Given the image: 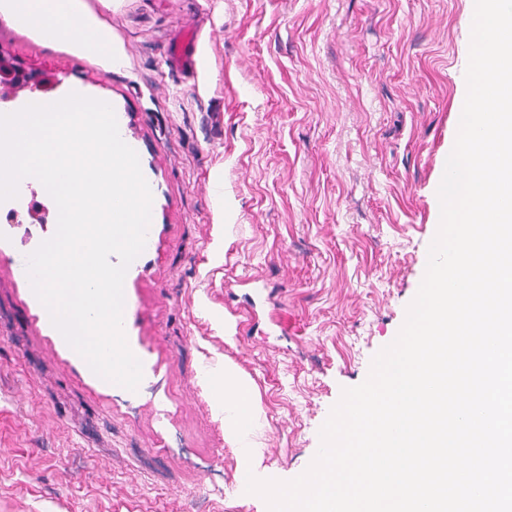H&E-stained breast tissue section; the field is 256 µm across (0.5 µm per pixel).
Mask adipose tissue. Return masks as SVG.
I'll return each instance as SVG.
<instances>
[{
	"instance_id": "obj_1",
	"label": "adipose tissue",
	"mask_w": 512,
	"mask_h": 512,
	"mask_svg": "<svg viewBox=\"0 0 512 512\" xmlns=\"http://www.w3.org/2000/svg\"><path fill=\"white\" fill-rule=\"evenodd\" d=\"M0 17L18 30L36 33L48 46L73 42L96 55L112 46L110 31L85 0H0Z\"/></svg>"
}]
</instances>
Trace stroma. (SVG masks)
Wrapping results in <instances>:
<instances>
[{
    "label": "stroma",
    "instance_id": "obj_1",
    "mask_svg": "<svg viewBox=\"0 0 512 512\" xmlns=\"http://www.w3.org/2000/svg\"><path fill=\"white\" fill-rule=\"evenodd\" d=\"M121 67L0 19V50L109 99L152 189L124 281L136 390L60 345L27 259L55 232L26 182L0 223V512H267L239 484L209 375L252 398L261 479L315 457L343 389L397 336L440 221L475 0H86ZM197 32L207 69L169 66Z\"/></svg>",
    "mask_w": 512,
    "mask_h": 512
}]
</instances>
